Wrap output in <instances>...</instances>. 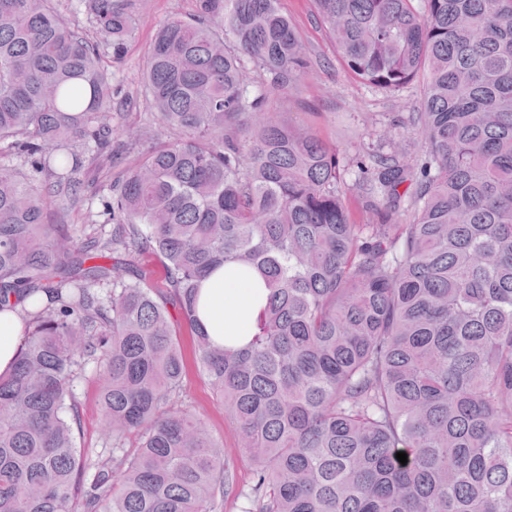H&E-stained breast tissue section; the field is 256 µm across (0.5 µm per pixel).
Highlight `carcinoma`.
Here are the masks:
<instances>
[{
    "instance_id": "carcinoma-1",
    "label": "carcinoma",
    "mask_w": 512,
    "mask_h": 512,
    "mask_svg": "<svg viewBox=\"0 0 512 512\" xmlns=\"http://www.w3.org/2000/svg\"><path fill=\"white\" fill-rule=\"evenodd\" d=\"M78 2L98 39L57 0H0V155L28 168L0 164V311L34 300L0 375V512H215L223 450L172 407L181 325L250 462L243 512H512V0H311L353 79L422 83L420 158L360 159L368 224L336 148L280 112L310 60L278 0H193L158 30L142 85L175 137L136 153L104 122L134 0ZM85 150L121 171L111 230L77 241L46 197L77 199ZM221 266L265 302L218 347L199 295ZM83 361L105 454L75 443Z\"/></svg>"
}]
</instances>
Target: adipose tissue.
<instances>
[{"label":"adipose tissue","mask_w":512,"mask_h":512,"mask_svg":"<svg viewBox=\"0 0 512 512\" xmlns=\"http://www.w3.org/2000/svg\"><path fill=\"white\" fill-rule=\"evenodd\" d=\"M258 277L216 270L202 285L200 319L216 345L246 338L261 306Z\"/></svg>","instance_id":"obj_1"}]
</instances>
